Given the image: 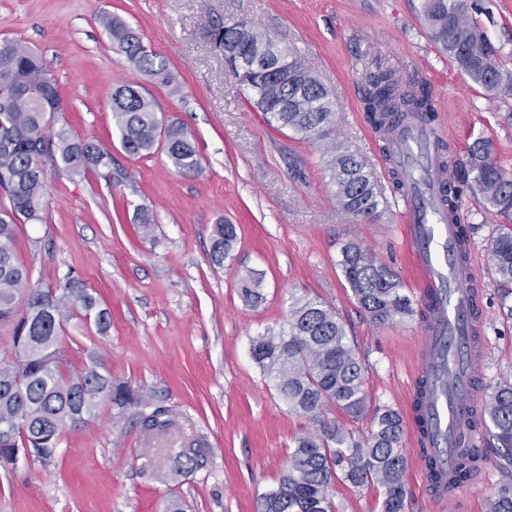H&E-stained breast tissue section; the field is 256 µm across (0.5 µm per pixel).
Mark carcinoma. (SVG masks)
Returning <instances> with one entry per match:
<instances>
[{
    "label": "carcinoma",
    "instance_id": "1",
    "mask_svg": "<svg viewBox=\"0 0 512 512\" xmlns=\"http://www.w3.org/2000/svg\"><path fill=\"white\" fill-rule=\"evenodd\" d=\"M421 17L442 53L473 83L490 96L512 91V76L499 69L497 50L469 14L468 0H423ZM98 21L139 73L172 83L165 61L146 48L134 29L108 13ZM210 36L217 47H239L262 64L261 71L246 74L228 62L232 77L250 91L249 103L268 123L301 140L322 143L336 205L360 218L375 213L382 198L377 180L354 153L330 138L336 112L319 78L292 52L288 79L275 74L279 44L244 21L217 24ZM363 101L373 129L385 141L408 124L434 120L427 83L405 82L389 70L378 68L367 75ZM109 107L127 154L146 156L160 145L177 172L200 167L188 129L162 123L155 104L138 85L115 88ZM61 111L58 85L42 58L18 42H1L0 194L10 207L0 211V324L12 327L11 348L0 354L1 465L10 463L15 448H27L34 460L50 464L62 434L89 424L105 405L113 417L130 418L145 432L163 433L173 424L168 407L112 377L103 358L92 356L80 369L68 366L62 347L64 325L80 315L94 319L102 332L108 325L106 313L91 316L97 302L78 277H69L59 287H31L28 271L17 257L18 224L45 221L48 171L85 174L112 162L103 144L57 125ZM450 166V209L461 207L469 194L510 220L496 229L490 261L497 275L512 281V172L492 157V143L483 138L470 147L465 163ZM237 237L236 225H214L212 260L222 264ZM339 266L371 322L386 325L414 315L397 272L377 262L357 241L343 244ZM261 285L258 278L242 280L244 299L261 303ZM250 352L288 409L312 427L295 438L288 468L276 487L260 495L258 512H336L332 489L338 480L354 487L377 485L383 492L381 512H404L403 416L388 405H372L361 359L336 311L317 299L294 296L288 330H270L254 338ZM333 409L355 420L371 416L367 435L341 427L329 417ZM481 409L487 433L499 444L497 467L507 476L512 473V382L487 384ZM203 454L204 449L197 448L175 455L170 472L193 474L201 467ZM488 512H512L511 484L499 489Z\"/></svg>",
    "mask_w": 512,
    "mask_h": 512
}]
</instances>
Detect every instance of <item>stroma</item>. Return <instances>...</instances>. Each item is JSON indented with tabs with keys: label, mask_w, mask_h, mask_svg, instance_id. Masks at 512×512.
I'll use <instances>...</instances> for the list:
<instances>
[{
	"label": "stroma",
	"mask_w": 512,
	"mask_h": 512,
	"mask_svg": "<svg viewBox=\"0 0 512 512\" xmlns=\"http://www.w3.org/2000/svg\"><path fill=\"white\" fill-rule=\"evenodd\" d=\"M421 0H0V42L19 41L54 75L63 110L59 123L82 138L108 144V166L81 175H49L42 224L18 228L16 251L32 286L81 278L109 326L71 319L63 347L70 365L88 354L104 358L114 377L157 396L176 425L150 436L110 411L64 433L54 461L0 467V512H162L179 499L185 512H257L259 495L277 485L294 437L307 427L289 411L250 354L253 338L288 326L292 295L332 306L364 367L373 401L405 410L413 353L423 322L413 317L377 326L355 303L338 264L345 240H358L400 276L402 291H421L403 234L381 142L362 106V76L378 61L397 75L416 76L440 99L451 157L466 162L480 137L512 169V95L489 96L442 55L423 26ZM469 12L512 73V0H468ZM119 16L140 33L174 77L167 87L138 73L98 22ZM247 20L292 47L332 94L336 142L375 174L383 197L377 212L356 219L333 198L318 143L271 129L228 76L224 53L209 38L217 23ZM135 82L153 98L162 122L191 131L198 171L181 175L164 150L125 153L112 122L110 95ZM154 215L143 234L137 210ZM476 261L485 281V382L512 381V320L501 298L512 291L489 262L501 219L466 200ZM238 228L233 255L210 260L214 224ZM262 279L264 300L246 303L241 281ZM208 450L205 466L184 478L170 473L183 448ZM480 481L464 486L454 512H487L507 478L484 446ZM338 512H381L375 485L333 488Z\"/></svg>",
	"instance_id": "obj_1"
}]
</instances>
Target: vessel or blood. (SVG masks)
<instances>
[{"label":"vessel or blood","instance_id":"b4317fda","mask_svg":"<svg viewBox=\"0 0 512 512\" xmlns=\"http://www.w3.org/2000/svg\"><path fill=\"white\" fill-rule=\"evenodd\" d=\"M440 128L401 129L393 149L416 176L401 193L404 234L423 298L431 300V318L419 348V374L432 389L419 405L409 407L417 464L422 476L438 470L454 476L460 454L481 447L482 428L471 421L480 408L479 382L486 366L479 307L483 276L473 257H462V213L442 210L436 196L447 174L435 151Z\"/></svg>","mask_w":512,"mask_h":512}]
</instances>
